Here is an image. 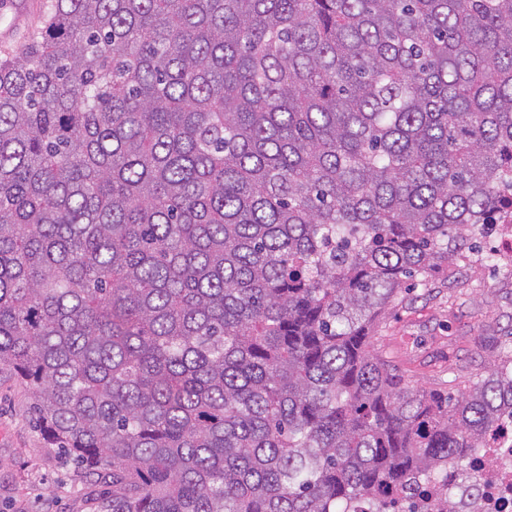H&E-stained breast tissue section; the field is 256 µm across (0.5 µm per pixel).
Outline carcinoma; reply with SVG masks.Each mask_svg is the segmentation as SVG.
I'll list each match as a JSON object with an SVG mask.
<instances>
[{
  "mask_svg": "<svg viewBox=\"0 0 512 512\" xmlns=\"http://www.w3.org/2000/svg\"><path fill=\"white\" fill-rule=\"evenodd\" d=\"M512 198V0H50L0 54V375L98 512H387L512 414L369 350Z\"/></svg>",
  "mask_w": 512,
  "mask_h": 512,
  "instance_id": "cac0c4a2",
  "label": "carcinoma"
}]
</instances>
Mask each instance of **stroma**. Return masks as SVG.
Here are the masks:
<instances>
[{
  "instance_id": "stroma-1",
  "label": "stroma",
  "mask_w": 512,
  "mask_h": 512,
  "mask_svg": "<svg viewBox=\"0 0 512 512\" xmlns=\"http://www.w3.org/2000/svg\"><path fill=\"white\" fill-rule=\"evenodd\" d=\"M48 0H0V51L22 48ZM440 281L401 291L370 343L397 374L423 389L464 387L512 333V271L470 263ZM111 483L77 472L47 448L21 387L0 380V512H97Z\"/></svg>"
}]
</instances>
